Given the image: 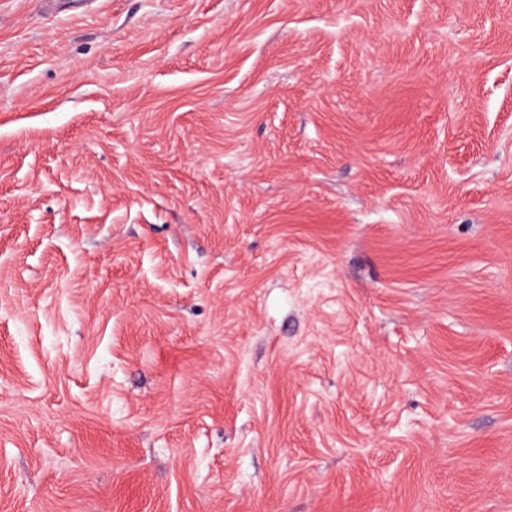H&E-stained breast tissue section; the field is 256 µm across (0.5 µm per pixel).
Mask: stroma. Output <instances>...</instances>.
<instances>
[{
    "mask_svg": "<svg viewBox=\"0 0 512 512\" xmlns=\"http://www.w3.org/2000/svg\"><path fill=\"white\" fill-rule=\"evenodd\" d=\"M0 512H512V0H0Z\"/></svg>",
    "mask_w": 512,
    "mask_h": 512,
    "instance_id": "obj_1",
    "label": "stroma"
}]
</instances>
